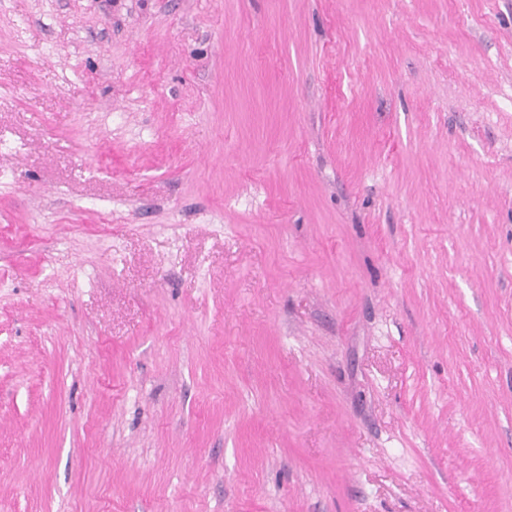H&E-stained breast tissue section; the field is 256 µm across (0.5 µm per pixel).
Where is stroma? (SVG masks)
Returning a JSON list of instances; mask_svg holds the SVG:
<instances>
[{"instance_id": "obj_1", "label": "stroma", "mask_w": 512, "mask_h": 512, "mask_svg": "<svg viewBox=\"0 0 512 512\" xmlns=\"http://www.w3.org/2000/svg\"><path fill=\"white\" fill-rule=\"evenodd\" d=\"M0 512H512V0H0Z\"/></svg>"}]
</instances>
